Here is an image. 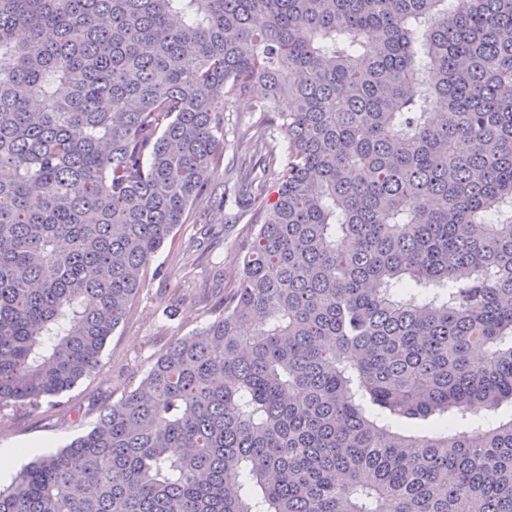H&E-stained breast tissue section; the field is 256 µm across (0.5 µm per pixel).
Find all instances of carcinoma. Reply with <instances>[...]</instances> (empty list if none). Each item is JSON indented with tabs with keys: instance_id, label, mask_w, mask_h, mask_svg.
<instances>
[{
	"instance_id": "obj_1",
	"label": "carcinoma",
	"mask_w": 512,
	"mask_h": 512,
	"mask_svg": "<svg viewBox=\"0 0 512 512\" xmlns=\"http://www.w3.org/2000/svg\"><path fill=\"white\" fill-rule=\"evenodd\" d=\"M240 98L224 308L0 512H512V418L448 425L512 402V0H0V408L98 368Z\"/></svg>"
}]
</instances>
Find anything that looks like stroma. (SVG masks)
<instances>
[{
    "mask_svg": "<svg viewBox=\"0 0 512 512\" xmlns=\"http://www.w3.org/2000/svg\"><path fill=\"white\" fill-rule=\"evenodd\" d=\"M262 121L251 100L225 106L224 153L213 180L225 196L223 213L207 224L208 202L200 200L158 250L95 372L39 407L0 409V448L45 443L51 451L62 449L91 429L103 407L136 386L170 342L212 319L213 305L234 282L237 246L255 229L238 184L256 155Z\"/></svg>",
    "mask_w": 512,
    "mask_h": 512,
    "instance_id": "obj_1",
    "label": "stroma"
}]
</instances>
